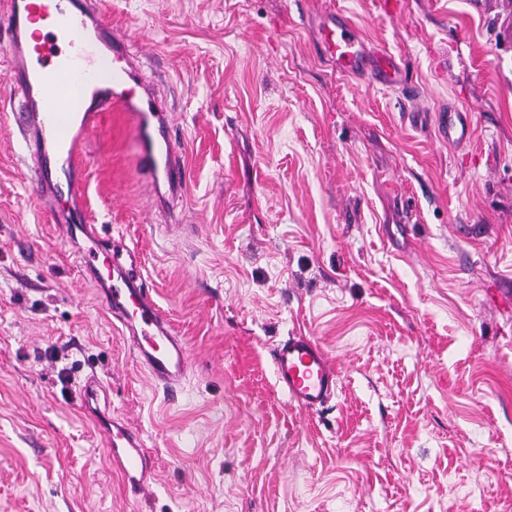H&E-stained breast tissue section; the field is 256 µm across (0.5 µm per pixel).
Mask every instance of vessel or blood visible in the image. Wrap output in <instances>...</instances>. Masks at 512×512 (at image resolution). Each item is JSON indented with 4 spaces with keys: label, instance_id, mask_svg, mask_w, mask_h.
<instances>
[{
    "label": "vessel or blood",
    "instance_id": "1",
    "mask_svg": "<svg viewBox=\"0 0 512 512\" xmlns=\"http://www.w3.org/2000/svg\"><path fill=\"white\" fill-rule=\"evenodd\" d=\"M10 45L9 79L18 107L13 119L27 150L36 191L77 200L83 182L74 177L75 133L94 130L103 113L121 110L136 125L139 157L151 176H163L173 190L186 183L177 143L158 97L148 92L130 44L112 37L107 17L92 0H5L0 6ZM317 43L337 72L357 73L370 82L394 86L400 69L388 56L370 54L363 35L344 14L326 17ZM93 269L103 285L101 304L129 331L138 361L164 390L181 385L189 352L153 300L142 267L126 245L111 242ZM280 389L290 403L316 409L334 395L337 371L310 338L294 336L272 352ZM102 384L80 386L82 408L106 418L104 445L132 490L146 487L152 470L140 435L101 409Z\"/></svg>",
    "mask_w": 512,
    "mask_h": 512
}]
</instances>
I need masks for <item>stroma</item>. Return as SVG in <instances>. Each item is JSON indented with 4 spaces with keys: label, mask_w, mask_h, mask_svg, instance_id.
<instances>
[{
    "label": "stroma",
    "mask_w": 512,
    "mask_h": 512,
    "mask_svg": "<svg viewBox=\"0 0 512 512\" xmlns=\"http://www.w3.org/2000/svg\"><path fill=\"white\" fill-rule=\"evenodd\" d=\"M403 2L99 0L166 95L186 189L111 112L77 138L72 207L137 250L189 351L173 392L32 187L0 25V512H512V0ZM330 11L409 91L319 56ZM457 109L465 145L438 130ZM292 336L338 371L315 411L275 382ZM90 376L151 457L143 493L79 407Z\"/></svg>",
    "instance_id": "obj_1"
}]
</instances>
